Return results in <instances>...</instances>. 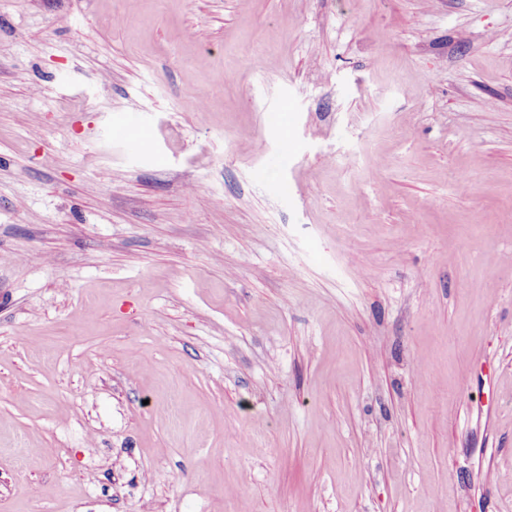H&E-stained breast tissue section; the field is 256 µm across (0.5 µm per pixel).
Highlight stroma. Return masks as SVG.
Instances as JSON below:
<instances>
[{
  "label": "stroma",
  "mask_w": 512,
  "mask_h": 512,
  "mask_svg": "<svg viewBox=\"0 0 512 512\" xmlns=\"http://www.w3.org/2000/svg\"><path fill=\"white\" fill-rule=\"evenodd\" d=\"M508 252L512 0H0V512H512Z\"/></svg>",
  "instance_id": "obj_1"
}]
</instances>
